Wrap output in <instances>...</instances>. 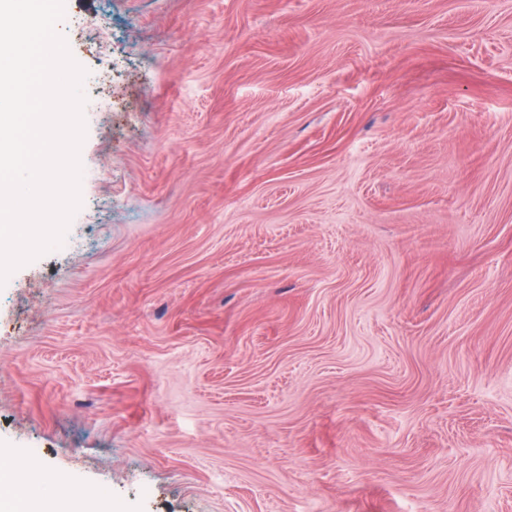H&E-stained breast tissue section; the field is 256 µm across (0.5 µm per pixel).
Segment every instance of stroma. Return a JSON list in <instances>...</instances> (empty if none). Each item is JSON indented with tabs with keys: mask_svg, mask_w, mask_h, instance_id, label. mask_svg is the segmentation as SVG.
I'll return each instance as SVG.
<instances>
[{
	"mask_svg": "<svg viewBox=\"0 0 512 512\" xmlns=\"http://www.w3.org/2000/svg\"><path fill=\"white\" fill-rule=\"evenodd\" d=\"M82 204L0 286V448L107 512H512V0H65Z\"/></svg>",
	"mask_w": 512,
	"mask_h": 512,
	"instance_id": "1",
	"label": "stroma"
}]
</instances>
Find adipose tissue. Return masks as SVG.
I'll return each mask as SVG.
<instances>
[{
    "label": "adipose tissue",
    "instance_id": "1",
    "mask_svg": "<svg viewBox=\"0 0 512 512\" xmlns=\"http://www.w3.org/2000/svg\"><path fill=\"white\" fill-rule=\"evenodd\" d=\"M97 505L93 496L61 490L58 480L42 470L31 473L18 496L0 495V512H98Z\"/></svg>",
    "mask_w": 512,
    "mask_h": 512
}]
</instances>
